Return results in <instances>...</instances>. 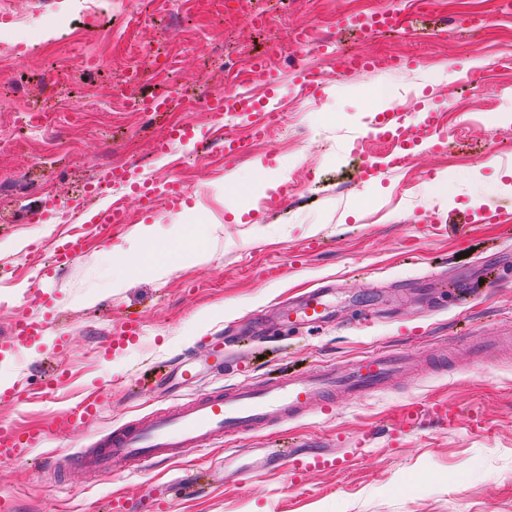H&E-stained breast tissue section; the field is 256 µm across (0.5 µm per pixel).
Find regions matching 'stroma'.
Returning a JSON list of instances; mask_svg holds the SVG:
<instances>
[{
  "label": "stroma",
  "instance_id": "1",
  "mask_svg": "<svg viewBox=\"0 0 512 512\" xmlns=\"http://www.w3.org/2000/svg\"><path fill=\"white\" fill-rule=\"evenodd\" d=\"M78 0H0L15 31L0 45V90L15 104L40 112L29 127L0 112V334L23 309L22 293L41 283L51 297L54 330L66 333L67 351L52 343L0 356V379L23 386L20 406L0 405V420L46 423L91 393L105 396L99 416L81 431L52 436L11 464L0 465V497L15 512H105L113 493L139 499L149 483L171 480L202 465L187 458L136 475L115 469L93 480L71 470L66 484L51 483L45 456L89 447L100 435L156 409L175 405L148 389L149 374L180 354L203 351L206 336L230 325L245 331L266 323L265 339L242 341L220 377L205 388L249 378L263 381L292 371L309 373L379 346L412 356L447 352L448 364L392 384L362 399L342 401L333 418L318 415L239 440L261 453L280 444L336 447L365 429L377 433L346 470L311 473L290 484L283 472L241 476L224 450L222 484L175 503L174 512H512V362H474L454 337L498 336L512 327V236L488 222L487 212L512 214V14L495 0H432L418 11L410 0H101L95 15ZM399 11L407 32L360 39L337 26L341 16ZM265 12L262 28L246 14ZM487 12L491 23L475 34L445 22L456 12ZM316 29L319 50L288 42L292 30ZM51 39H43L45 31ZM340 52L399 59V66L342 73ZM102 63L84 67L86 56ZM265 55L279 75L275 102L288 119L244 157L228 158L213 136L204 108L163 116L128 111L113 97L116 73L138 66L145 79L136 96L177 85L182 99L238 93L225 71L251 55ZM328 76L315 99L300 86L303 68ZM63 84L71 111L44 84ZM387 101L441 115L445 136L437 146L416 142L406 166L379 178L360 175L363 162L389 153L386 138L369 134V118ZM193 126L195 140L161 157L153 144L172 118ZM119 161L154 179H179L189 190L186 230L158 205L142 211L130 187L84 201L92 217L121 200L127 225L70 269L48 262L31 269L28 247L49 245L67 227L46 216L26 223L48 197L77 196ZM153 227L158 245L179 246L174 268L141 271L139 228ZM333 285L328 302L335 322L318 329L273 321L275 304ZM138 314V338L103 357L99 349L117 330L122 313ZM69 378L46 393L48 369ZM448 399L462 418L453 427L428 425L394 438L384 426L412 400ZM478 411L484 431L470 429Z\"/></svg>",
  "mask_w": 512,
  "mask_h": 512
}]
</instances>
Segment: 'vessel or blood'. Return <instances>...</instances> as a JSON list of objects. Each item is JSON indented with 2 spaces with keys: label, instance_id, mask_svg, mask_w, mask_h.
<instances>
[{
  "label": "vessel or blood",
  "instance_id": "obj_1",
  "mask_svg": "<svg viewBox=\"0 0 512 512\" xmlns=\"http://www.w3.org/2000/svg\"><path fill=\"white\" fill-rule=\"evenodd\" d=\"M400 16L390 10L375 12L356 20L340 18V26L356 23L367 34L391 29L399 24ZM381 58L359 53H340L336 68L341 72L369 71L384 66ZM210 109L216 120L225 112H244L251 119V132L258 139L268 137L275 122L274 113L264 111L259 100L241 94L212 100ZM404 116L398 112L376 113L370 135L386 138L397 133ZM192 130L185 125L169 127L155 143L157 155L173 153L176 146L186 144ZM417 141L441 140L439 115L426 113L413 135ZM133 187L143 209L150 210L158 203L178 205L186 196L183 183L173 179L164 184L141 177L131 168H114L108 185L94 187L97 195L106 194L108 186ZM128 214L123 206L112 205L100 211L91 221L82 224L80 231L54 240L53 262L57 269L72 267L85 254L89 236L108 237L114 229L126 224ZM326 288L319 287L302 295L298 303L277 305L281 322L291 325L318 327L329 323L331 313L326 301ZM50 318L46 315L21 314L5 335L0 336V352L20 353L30 350L46 336ZM140 333L138 319L123 316L119 330L107 336L103 352L121 350ZM464 344L475 358L496 359L503 350L512 348V336H500L488 341L481 336H467ZM415 363L410 356L396 349L371 351L353 359L332 363L307 375L284 374L267 382L244 381L227 391L191 394L173 407L156 411L149 416L124 423L98 438L90 447L62 454L50 465L51 471L77 467L96 480L111 477L114 462L123 463L128 473L142 472L151 464L184 457L191 453L210 451L237 441L246 433H257L295 421L315 412L329 417L336 412L337 401L344 398H363L383 389L394 379L414 373ZM224 352L211 347L208 358L181 359L169 366L161 376L162 384L172 387L194 382L212 373H223ZM102 408L99 399H85L60 412L50 421L49 428L25 429L17 424L0 422V464L15 462L24 450L42 447L49 432L71 433L83 429ZM460 420L456 405L447 400L433 402L410 401L398 409L395 434H409L425 424L453 426ZM367 429L341 450L330 448H269L264 454L249 460L243 471L252 475L281 471L290 482L306 472L332 473L348 468L359 451L373 438ZM213 473L199 469L178 477L175 491L182 496L200 492L211 484Z\"/></svg>",
  "mask_w": 512,
  "mask_h": 512
}]
</instances>
